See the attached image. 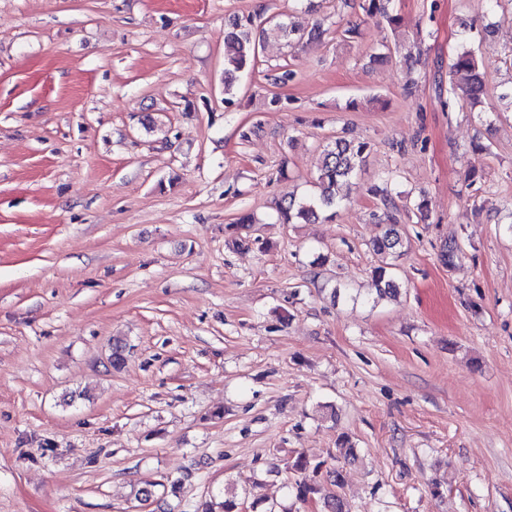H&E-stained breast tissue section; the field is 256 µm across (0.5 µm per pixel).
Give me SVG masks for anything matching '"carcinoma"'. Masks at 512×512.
<instances>
[{
	"label": "carcinoma",
	"mask_w": 512,
	"mask_h": 512,
	"mask_svg": "<svg viewBox=\"0 0 512 512\" xmlns=\"http://www.w3.org/2000/svg\"><path fill=\"white\" fill-rule=\"evenodd\" d=\"M389 0H364V8L371 13L382 15L387 23L399 27L401 18L388 11ZM326 34L321 24H314L309 30L302 31L284 22H277L264 32L274 36L292 47L304 42H319ZM259 47L252 31V18L237 21L224 34V92L233 93L238 74L255 67L259 58ZM451 69L465 75L468 96L478 98L484 90V74L472 49H462L451 64ZM368 150L365 142L338 139L327 144L321 151L314 192L300 199L292 196L284 198L278 204V218L283 224H310L319 221L326 213L336 214V207L341 198L337 196L338 187L348 185L356 176L363 155ZM374 192L381 197L387 209L385 231L371 243L372 250L381 257L380 264L373 268L372 277L377 284V291L382 296H391L398 292L399 286L393 278V261L402 255L403 238L398 228L395 212L398 205L388 188L377 187ZM324 463L314 462L304 455L296 458L292 469L308 474V478L296 484V497L306 500L321 490L320 477L325 476L331 482H340V473L334 469L323 470Z\"/></svg>",
	"instance_id": "cac0c4a2"
}]
</instances>
